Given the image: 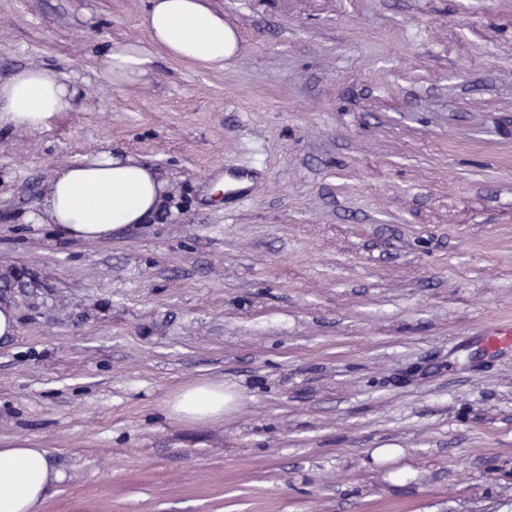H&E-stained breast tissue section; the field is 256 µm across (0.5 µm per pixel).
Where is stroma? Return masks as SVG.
<instances>
[{"instance_id": "35a3bbf8", "label": "stroma", "mask_w": 512, "mask_h": 512, "mask_svg": "<svg viewBox=\"0 0 512 512\" xmlns=\"http://www.w3.org/2000/svg\"><path fill=\"white\" fill-rule=\"evenodd\" d=\"M146 0H0V78L74 109L0 132V448L39 512H512V0H206L223 67L151 50ZM154 216L64 241L55 171L103 151ZM223 384L187 422L182 387ZM151 55L140 45L127 43L104 49L102 63L106 77L114 82H126L146 71ZM224 386L199 383L179 392L170 402L171 412L181 419L208 420L224 416ZM60 475L50 470L47 452L20 441L0 448V512H37Z\"/></svg>"}]
</instances>
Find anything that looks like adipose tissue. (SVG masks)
Masks as SVG:
<instances>
[{"label":"adipose tissue","instance_id":"1","mask_svg":"<svg viewBox=\"0 0 512 512\" xmlns=\"http://www.w3.org/2000/svg\"><path fill=\"white\" fill-rule=\"evenodd\" d=\"M140 24L154 45L201 68L223 67L238 49L236 28L205 0H148ZM150 61V53L132 43L107 46L102 54L105 75L114 82L143 74ZM72 105V92L45 70H20L0 81V130L40 129ZM161 192L147 166L103 151L55 172L43 210L23 221L53 225L66 240H106L126 225L147 222ZM226 402L223 386L199 383L179 392L169 407L178 418L208 420L222 416ZM56 478L45 449L24 441L0 448V512H37Z\"/></svg>","mask_w":512,"mask_h":512}]
</instances>
